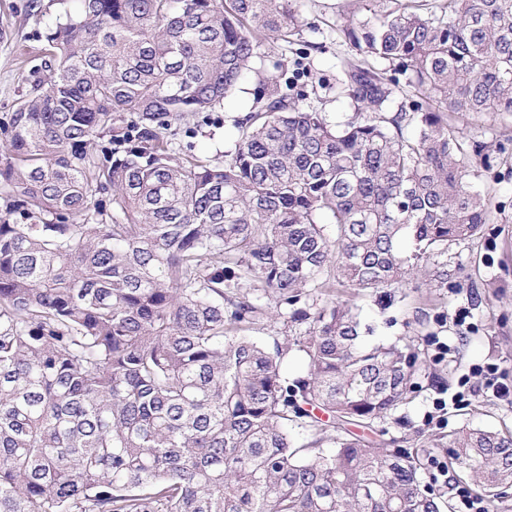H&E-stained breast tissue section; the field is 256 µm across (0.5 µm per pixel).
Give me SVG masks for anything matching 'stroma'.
<instances>
[{"instance_id": "1", "label": "stroma", "mask_w": 512, "mask_h": 512, "mask_svg": "<svg viewBox=\"0 0 512 512\" xmlns=\"http://www.w3.org/2000/svg\"><path fill=\"white\" fill-rule=\"evenodd\" d=\"M345 0H301L308 21H322L320 32H304L307 41L325 43L313 53L312 73L335 75L350 48L332 32ZM61 9L58 0H0V121H7L15 104L39 78V49L48 23ZM256 87L246 79L223 107L199 119L194 136L178 133L176 142L194 141L198 157L218 162L235 143L232 123L245 115ZM449 122L463 141L501 146L494 165L475 180L476 188L490 190L493 221L476 239L448 249V285L432 287L427 279L409 281L390 294H360L336 287L337 297L355 303L366 321L377 324V334L393 340L411 338L426 361L420 389L385 420L356 433L386 448L423 451L429 472H438L448 460V432L462 423L474 427L512 429V403L484 387L476 366L497 365L504 383L512 384V113L452 114ZM467 311L458 324V311ZM469 376L465 400L451 404L459 380ZM448 400L446 410L435 411V399Z\"/></svg>"}]
</instances>
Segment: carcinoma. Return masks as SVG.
I'll use <instances>...</instances> for the list:
<instances>
[{"mask_svg": "<svg viewBox=\"0 0 512 512\" xmlns=\"http://www.w3.org/2000/svg\"><path fill=\"white\" fill-rule=\"evenodd\" d=\"M73 2L4 128L0 512H441L418 453L339 431L405 404L420 353L367 343L326 293L444 288L448 245L492 222L472 182L491 146L448 114L512 113V0H351L336 125L304 54L256 68L261 36L316 27L299 0ZM250 74L224 162L175 161L172 121ZM272 307L304 333H243ZM448 447L502 498L512 430L464 423Z\"/></svg>", "mask_w": 512, "mask_h": 512, "instance_id": "obj_1", "label": "carcinoma"}]
</instances>
